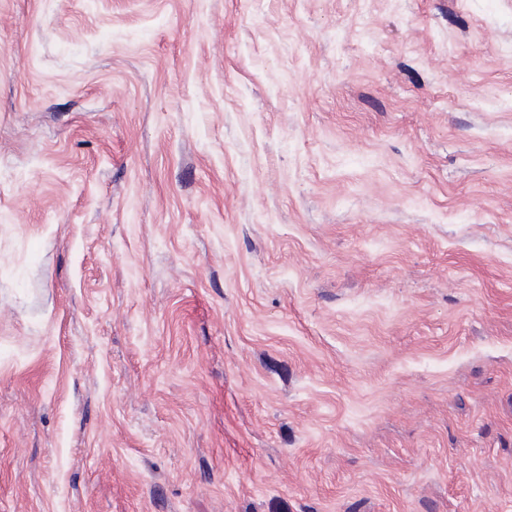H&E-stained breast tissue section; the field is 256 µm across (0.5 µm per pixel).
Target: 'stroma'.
<instances>
[{"label": "stroma", "mask_w": 512, "mask_h": 512, "mask_svg": "<svg viewBox=\"0 0 512 512\" xmlns=\"http://www.w3.org/2000/svg\"><path fill=\"white\" fill-rule=\"evenodd\" d=\"M0 512H512V0H0Z\"/></svg>", "instance_id": "stroma-1"}]
</instances>
